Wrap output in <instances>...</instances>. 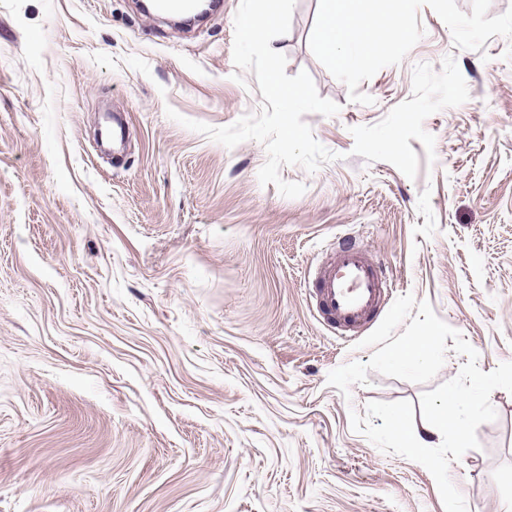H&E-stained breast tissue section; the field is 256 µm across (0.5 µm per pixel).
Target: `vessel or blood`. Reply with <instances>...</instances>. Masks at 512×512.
<instances>
[{
    "label": "vessel or blood",
    "instance_id": "1",
    "mask_svg": "<svg viewBox=\"0 0 512 512\" xmlns=\"http://www.w3.org/2000/svg\"><path fill=\"white\" fill-rule=\"evenodd\" d=\"M383 270L358 244H338L314 276L317 305L330 325L347 334L364 327L384 296Z\"/></svg>",
    "mask_w": 512,
    "mask_h": 512
}]
</instances>
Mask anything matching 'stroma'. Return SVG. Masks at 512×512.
I'll use <instances>...</instances> for the list:
<instances>
[{
	"instance_id": "35a3bbf8",
	"label": "stroma",
	"mask_w": 512,
	"mask_h": 512,
	"mask_svg": "<svg viewBox=\"0 0 512 512\" xmlns=\"http://www.w3.org/2000/svg\"><path fill=\"white\" fill-rule=\"evenodd\" d=\"M240 0L182 32L136 0H0V512H445L387 419L424 385L328 373L374 350L307 299L339 236L460 332L482 371L512 361V40L425 34L349 99L311 51L319 0L273 39L337 115L306 114L337 160L295 199L264 146L170 120L258 113L235 67ZM125 144L101 151L113 114ZM451 462L468 507L512 504V393Z\"/></svg>"
}]
</instances>
